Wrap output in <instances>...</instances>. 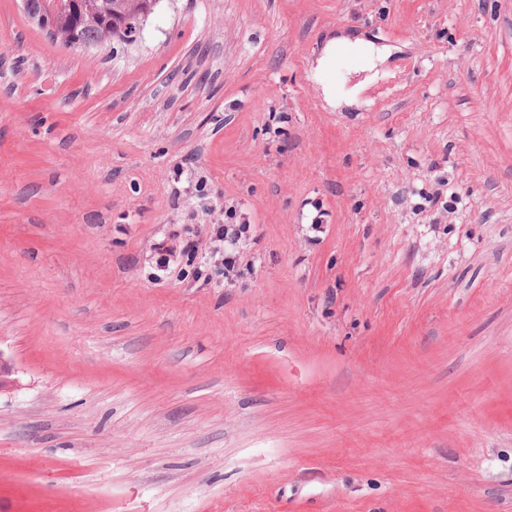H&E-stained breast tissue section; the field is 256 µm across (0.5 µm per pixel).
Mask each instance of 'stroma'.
Masks as SVG:
<instances>
[{"label":"stroma","instance_id":"obj_1","mask_svg":"<svg viewBox=\"0 0 512 512\" xmlns=\"http://www.w3.org/2000/svg\"><path fill=\"white\" fill-rule=\"evenodd\" d=\"M0 356V512H512V0H0ZM41 1L51 2L53 0H22L24 11L30 12L43 29L60 39L66 47L89 48V44H101L113 39L127 41L129 36L137 34L139 20L145 7L143 3L145 0H94L96 1L94 9L88 11L79 2L82 0H61L66 1L64 6L53 12L57 26L63 30L74 25L78 26V32L73 30L64 35L56 27L50 15L51 12L41 10ZM33 5L36 10H41V12H36ZM91 13L94 15L93 18L89 17ZM113 16L123 19L125 27L114 28L112 26ZM78 33L88 44L82 42ZM249 230L246 224H225L211 238L208 255L214 263L223 266L224 282L231 283L241 275L239 244L247 237Z\"/></svg>","mask_w":512,"mask_h":512}]
</instances>
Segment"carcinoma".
Masks as SVG:
<instances>
[{"label":"carcinoma","mask_w":512,"mask_h":512,"mask_svg":"<svg viewBox=\"0 0 512 512\" xmlns=\"http://www.w3.org/2000/svg\"><path fill=\"white\" fill-rule=\"evenodd\" d=\"M143 9V0H96L91 11L79 0H66L53 16L57 26L65 30L76 25L84 42L96 45L137 34Z\"/></svg>","instance_id":"carcinoma-1"}]
</instances>
